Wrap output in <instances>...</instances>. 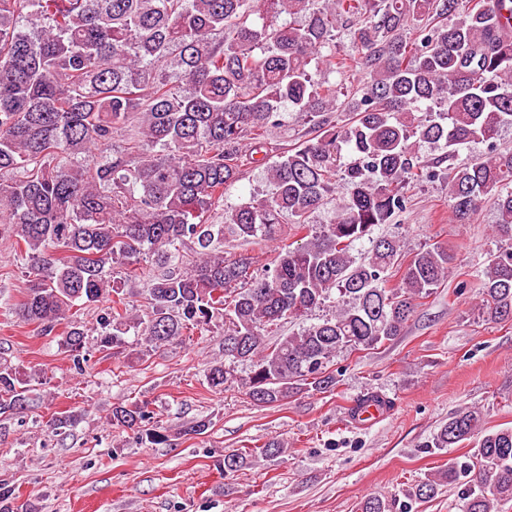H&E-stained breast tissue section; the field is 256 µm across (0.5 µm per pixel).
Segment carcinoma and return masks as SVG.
Returning a JSON list of instances; mask_svg holds the SVG:
<instances>
[{"instance_id": "cac0c4a2", "label": "carcinoma", "mask_w": 512, "mask_h": 512, "mask_svg": "<svg viewBox=\"0 0 512 512\" xmlns=\"http://www.w3.org/2000/svg\"><path fill=\"white\" fill-rule=\"evenodd\" d=\"M354 19L357 56H336V31ZM366 79L346 90L309 69ZM309 137L289 150L272 142L286 110ZM349 112L342 123L336 113ZM512 0H0V224L9 225L28 288L15 313L44 335L64 323L78 353L87 330L78 305L112 299L99 347L136 331L160 348L187 329L224 317V363L210 386L238 384L259 407L336 388L331 365L344 349H371L401 335L417 301L448 277V252L405 259L401 241L375 236L407 208L427 178L448 179L459 222L490 198L494 232L512 243ZM136 129L127 147L115 133ZM442 150L435 162L416 145ZM486 146L472 162L437 165L459 147ZM262 166L271 193L210 221L225 191ZM345 196L329 224L311 213ZM304 232L259 277L254 257L224 243L276 239L282 224ZM368 241L361 255L358 242ZM190 245L197 260L171 266ZM170 265L154 274L145 255ZM125 265L124 276L112 274ZM403 269L388 286L389 271ZM147 281V312L133 315L124 280ZM478 294L495 322L512 320V246L491 256ZM334 304V313L265 343L268 329ZM239 362L250 364L239 377ZM0 363V414L29 400L31 382ZM147 403L117 404L111 422L137 439ZM472 440L468 460L418 481L404 499L370 495L360 512H412L448 484L458 512H497L512 499V428L488 430L482 411L448 416L428 448Z\"/></svg>"}]
</instances>
